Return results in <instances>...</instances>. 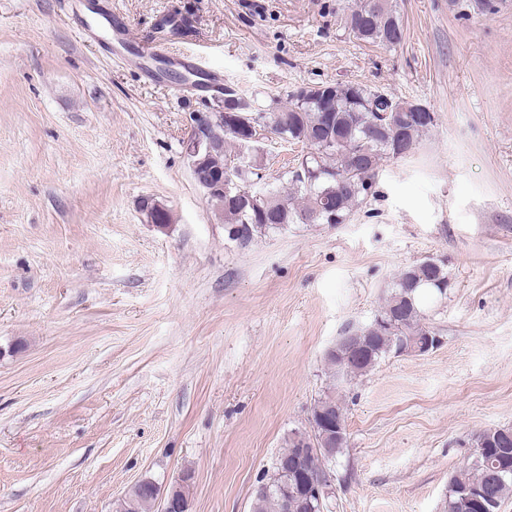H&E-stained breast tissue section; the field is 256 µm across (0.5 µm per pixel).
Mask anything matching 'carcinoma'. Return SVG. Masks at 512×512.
Wrapping results in <instances>:
<instances>
[{
    "label": "carcinoma",
    "mask_w": 512,
    "mask_h": 512,
    "mask_svg": "<svg viewBox=\"0 0 512 512\" xmlns=\"http://www.w3.org/2000/svg\"><path fill=\"white\" fill-rule=\"evenodd\" d=\"M345 28L359 30L357 39L369 44L392 47L403 38V25L392 0H384L377 11L375 0H358L345 17ZM330 95L331 111H324L322 96ZM379 92L359 84H322L317 95L303 100L287 95L284 105L264 113L271 132L277 138L302 144L309 149L305 162L285 172L282 188L259 185L260 162L244 160L234 148L240 147L244 132L237 126L224 124V153L212 157L209 167L233 176L242 195L226 198L224 204L212 208L231 225L241 244L288 224H302L314 216L313 223L327 224L326 207L334 208L336 223L343 224L353 210L373 194L375 179L382 161L392 158V130L381 133L371 126L370 107ZM308 164L317 174L302 173ZM448 288V277L429 264L419 261L404 269L381 306L375 320L342 336L350 344L329 354L326 360L331 373L354 380L367 375L382 359L404 350V340L429 331L424 322L420 294L426 290L439 294ZM329 408L332 417L343 416V407L333 394L319 398L313 409ZM500 429L481 433L476 441L478 457L475 467L457 472L450 485H476L496 501L512 496V461L506 465L502 479H489L488 465L496 452L486 447ZM330 459L313 454L305 458L302 468L315 476L329 477ZM283 483L277 467H272L261 481L251 501V512H282L278 490ZM120 512H155L154 499L148 486L133 489L119 504Z\"/></svg>",
    "instance_id": "1"
}]
</instances>
